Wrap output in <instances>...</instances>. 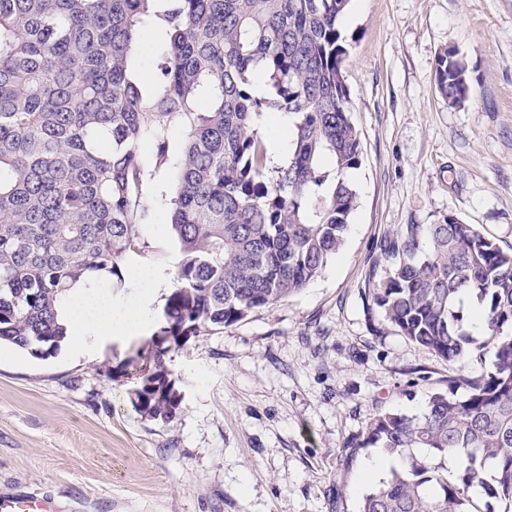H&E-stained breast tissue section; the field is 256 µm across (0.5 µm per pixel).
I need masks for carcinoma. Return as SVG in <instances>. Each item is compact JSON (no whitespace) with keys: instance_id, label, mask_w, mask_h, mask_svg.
<instances>
[{"instance_id":"carcinoma-1","label":"carcinoma","mask_w":512,"mask_h":512,"mask_svg":"<svg viewBox=\"0 0 512 512\" xmlns=\"http://www.w3.org/2000/svg\"><path fill=\"white\" fill-rule=\"evenodd\" d=\"M348 0H0V343L60 350V310L78 287L119 288L151 207L179 253L131 400L176 418L171 346L304 289L345 244L360 165L340 30ZM165 34L157 73L138 72L142 30ZM265 77L270 92L255 82ZM438 91L471 94L461 57L439 53ZM292 119L288 161L269 167L257 117ZM188 129L181 154L168 139ZM151 137L153 161L142 153ZM171 190L148 199L152 175ZM371 298L402 336L447 361L472 355L463 297L481 307L492 371L428 397L419 416L376 414L362 447L401 459L359 512H474L483 489L512 512V251L453 214L406 224ZM459 461L448 479L442 460Z\"/></svg>"}]
</instances>
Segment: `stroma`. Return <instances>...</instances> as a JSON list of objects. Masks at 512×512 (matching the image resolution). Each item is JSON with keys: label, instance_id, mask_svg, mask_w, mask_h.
<instances>
[{"label": "stroma", "instance_id": "stroma-1", "mask_svg": "<svg viewBox=\"0 0 512 512\" xmlns=\"http://www.w3.org/2000/svg\"><path fill=\"white\" fill-rule=\"evenodd\" d=\"M342 32L363 149L344 247L299 293L171 350L170 422L129 397L155 326L44 358L1 345L0 503L48 492L65 512H357L370 419L420 413L452 385L369 290L381 242L405 224L452 214L512 248V0H349ZM449 47L472 85L458 107L434 81ZM139 230L157 314L178 252L165 212Z\"/></svg>", "mask_w": 512, "mask_h": 512}]
</instances>
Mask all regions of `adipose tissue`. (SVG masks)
<instances>
[{"mask_svg": "<svg viewBox=\"0 0 512 512\" xmlns=\"http://www.w3.org/2000/svg\"><path fill=\"white\" fill-rule=\"evenodd\" d=\"M141 298L129 301L96 289H79L73 301L62 311L71 336L79 344H89L115 333H133L151 319L146 305L157 287L156 277L141 274L138 280Z\"/></svg>", "mask_w": 512, "mask_h": 512, "instance_id": "obj_1", "label": "adipose tissue"}]
</instances>
